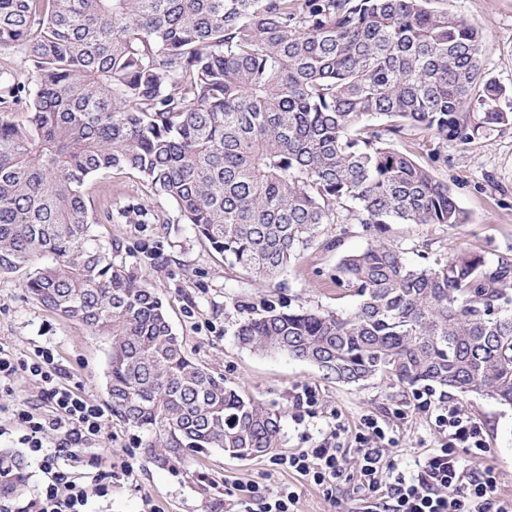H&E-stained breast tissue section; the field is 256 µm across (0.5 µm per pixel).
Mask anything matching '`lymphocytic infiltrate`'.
Here are the masks:
<instances>
[{
  "label": "lymphocytic infiltrate",
  "mask_w": 512,
  "mask_h": 512,
  "mask_svg": "<svg viewBox=\"0 0 512 512\" xmlns=\"http://www.w3.org/2000/svg\"><path fill=\"white\" fill-rule=\"evenodd\" d=\"M21 373L39 385L43 404L15 408L13 433L35 458L44 479L40 491L26 500L0 494V512H87V484L75 478L71 465L79 450L103 444L104 410L82 392L73 373L61 368L50 350L25 360L0 349V389L8 388ZM433 411L435 428L448 440L419 461L413 472L387 460L382 448L388 438L385 429L377 420L364 421L355 436L356 491L366 512H512V499L496 493L494 467L468 471L455 453L459 446L479 456L487 453L480 426L455 405L438 404ZM343 432V425L334 426L315 447L285 457V465L325 491H336L344 479ZM297 501L291 488L268 492L250 484L240 487L228 512H295Z\"/></svg>",
  "instance_id": "f902f5d3"
}]
</instances>
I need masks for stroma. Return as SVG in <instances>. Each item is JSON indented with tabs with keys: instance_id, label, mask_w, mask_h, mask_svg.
I'll list each match as a JSON object with an SVG mask.
<instances>
[{
	"instance_id": "1",
	"label": "stroma",
	"mask_w": 512,
	"mask_h": 512,
	"mask_svg": "<svg viewBox=\"0 0 512 512\" xmlns=\"http://www.w3.org/2000/svg\"><path fill=\"white\" fill-rule=\"evenodd\" d=\"M437 7L464 16L479 29L484 51L481 68L507 90H512V0H436ZM447 158L438 167L467 215L464 224H392L383 237L399 247L407 262L442 259L451 249L485 254L490 261L512 262V125L497 128L489 137L464 144L448 141ZM91 190L112 193L113 208L129 200L152 199L150 186L123 169H112L88 182ZM166 224H102L101 232L119 248L116 265L133 272L138 281L163 300L172 330L193 360L226 386L254 397L283 414V453L310 448L331 425L345 426L348 447L345 468L355 474L351 449L363 419L372 418L397 440L386 456L401 468H415L418 460L445 441L419 404L416 392L388 377L360 385L327 378L311 364L278 354H257L240 347L234 333L249 309L265 303L347 311L356 299L336 283V267L343 254L364 249L374 231L361 224H327L302 258L279 277L263 282L230 267L191 225L178 222L176 207L161 201ZM23 272L0 274V347L26 357L50 349L56 361L73 372L83 391L108 415L103 447L83 450L76 474L87 472L90 457L107 459L112 476L106 496L90 493L92 512H224L242 484L298 494L297 512H359L354 495L325 497L322 489L288 468L273 465L270 456L237 459L210 449H181L156 454L148 448L150 432L131 427L112 415L105 372L109 351L106 337L94 336L81 323L46 310L24 287ZM312 390L317 403L310 415H301L295 396ZM449 404L461 406L481 427L489 451L477 456L466 449L458 455L468 470L493 465L497 493L512 498V407L486 395L448 393Z\"/></svg>"
}]
</instances>
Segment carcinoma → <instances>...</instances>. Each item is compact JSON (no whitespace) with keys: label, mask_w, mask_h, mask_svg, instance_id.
Instances as JSON below:
<instances>
[{"label":"carcinoma","mask_w":512,"mask_h":512,"mask_svg":"<svg viewBox=\"0 0 512 512\" xmlns=\"http://www.w3.org/2000/svg\"><path fill=\"white\" fill-rule=\"evenodd\" d=\"M0 273L24 271L45 309L110 343L112 413L163 436L151 448L245 459L283 445L282 414L185 352L162 299L112 262L123 168L173 202L224 261L271 281L325 224H465L436 175L450 140L512 125L508 91L480 67L478 29L433 0H0ZM17 114L18 120L2 117ZM425 131L421 162L393 139ZM127 224H168L142 201ZM349 312L272 304L238 326L259 354L338 383L488 395L512 405V263L459 250L411 265L375 241L341 257ZM23 462L0 454L23 489Z\"/></svg>","instance_id":"1"}]
</instances>
